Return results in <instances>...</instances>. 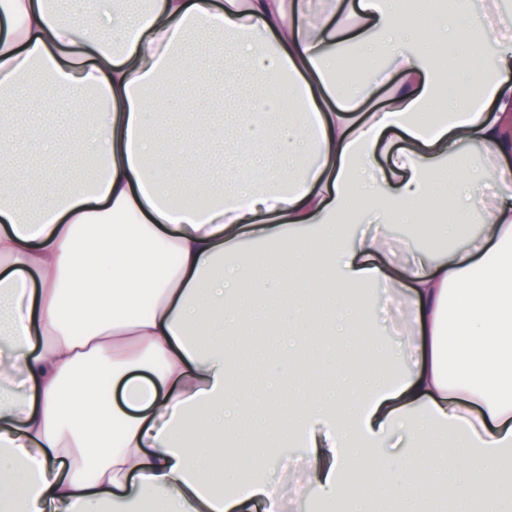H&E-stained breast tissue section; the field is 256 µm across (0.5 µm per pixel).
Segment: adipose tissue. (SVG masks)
Masks as SVG:
<instances>
[{"label": "adipose tissue", "instance_id": "1", "mask_svg": "<svg viewBox=\"0 0 512 512\" xmlns=\"http://www.w3.org/2000/svg\"><path fill=\"white\" fill-rule=\"evenodd\" d=\"M129 3L101 0L89 23L54 0H0V152L38 137L13 118L34 77L46 100L101 105L92 180L61 196L44 173H0V512H254L259 499L292 512L258 468L211 454L274 416L304 447L295 494L366 512L356 478L400 436L411 449L385 459L384 495L411 507L452 477L440 512H512V174L499 166L512 152V15L498 0H420L406 29V0ZM198 31L222 61L215 97L243 62L262 89L222 128L195 112L204 136L245 149L231 194L160 148L169 102L195 97L171 75L196 69L184 47ZM344 46L385 63L340 98ZM459 76L465 91L450 92ZM382 87L384 105L360 111ZM442 182L454 191L443 232L477 212L480 233L396 250L390 225L418 223ZM352 204L376 212V233L339 224ZM282 241L288 271L341 284L325 309L350 345L366 341L365 292L389 287L405 340L395 368L342 357L338 385L294 398L239 382L209 341L219 323L243 333L222 273L249 274L253 247Z\"/></svg>", "mask_w": 512, "mask_h": 512}]
</instances>
